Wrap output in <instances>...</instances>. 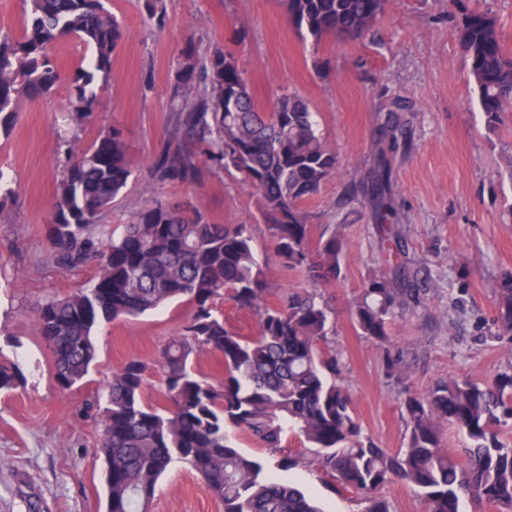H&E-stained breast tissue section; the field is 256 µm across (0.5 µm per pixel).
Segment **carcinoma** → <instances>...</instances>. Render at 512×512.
<instances>
[{"instance_id": "carcinoma-1", "label": "carcinoma", "mask_w": 512, "mask_h": 512, "mask_svg": "<svg viewBox=\"0 0 512 512\" xmlns=\"http://www.w3.org/2000/svg\"><path fill=\"white\" fill-rule=\"evenodd\" d=\"M28 18L18 36L0 34V137L8 138L17 105L46 98L62 73L50 47L69 37L90 51L86 65L67 78L69 112L91 120L97 79L112 74V55L123 38L121 21L105 0H25ZM302 40L313 47L327 37L358 40L374 27L388 0H283ZM148 19L161 22L167 0H145ZM458 39L468 75L488 127L512 109V55L494 16L463 14ZM179 88L171 99L174 130L153 164L161 181H185L196 171L184 137L206 146L210 161L236 172L258 196L274 253L286 273L317 284L340 277L345 246L342 225L310 246L312 225L300 204L335 173V148L318 130L315 113L296 94L258 106L229 54L197 59L180 51ZM71 165L49 213L53 262L72 270L97 262L91 284L67 297L46 298L37 329L48 346L59 389L82 383L98 358L104 323L186 300L193 306L183 333L153 361L164 386L165 406L145 399L146 366L137 360L112 372L105 386L101 444L106 464L107 512H149L159 478L180 463L200 478L224 512H322L295 483L269 472V463L243 451L237 434L263 440L276 453L288 434L315 449V462L346 489L363 496L365 512H391L382 490L396 480L410 484L427 512H461L463 498L512 512V447L494 428L512 419V374L489 382L450 377L418 392L404 389L407 446L396 452L363 435L339 378L336 358L321 348L333 331L332 311L314 289L287 291L268 300L264 265L248 224H213L198 212L152 199L115 234L105 222L132 175L116 127L84 147L64 144ZM376 220L393 217L381 179L371 188ZM251 312L257 331L243 336L226 324L216 302L226 292ZM502 328L512 332V274L498 290ZM419 300L400 271L368 280L354 301L352 319L361 335L383 344L396 309ZM222 357L218 384L198 378L192 357ZM20 384V373L0 365V391ZM454 426L469 440L461 466L443 443Z\"/></svg>"}]
</instances>
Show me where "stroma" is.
<instances>
[{
    "mask_svg": "<svg viewBox=\"0 0 512 512\" xmlns=\"http://www.w3.org/2000/svg\"><path fill=\"white\" fill-rule=\"evenodd\" d=\"M108 6L124 38L92 120L75 127L63 83L45 99L22 100L10 137L0 139V175L15 190L0 207V362L23 376L21 386L0 393V512H105L102 412L88 403L113 369L130 360L152 364L192 312L182 301L103 325L90 373L80 386L59 390L37 309L46 297L88 286L96 272L91 264L63 270L51 260L49 212L70 164L62 140L86 146L104 129L122 132L132 177L106 217L113 227L130 222L150 198L179 200L209 222L250 225L272 295L310 285L280 269L257 199L237 174L212 167L199 150L195 179L155 178L153 163L172 129L178 54L188 42L202 58L231 54L260 107L283 93L302 95L336 150L335 175L301 209L314 232L344 227L340 278L317 290L333 309L323 348L338 360L365 435L392 452L405 446L404 388L512 373V335L500 329L496 300L503 274L512 272V184L498 174L512 149V112L488 129L456 34L463 13L485 9L512 52V0H389L366 38L328 37L316 48L303 43L281 0H174L160 28L148 20L144 0ZM391 113L405 133L397 148L380 134ZM384 170L398 254L375 222L368 192ZM398 265L419 283L420 297L397 313L380 346L355 328L351 305L366 281ZM282 450L297 461L290 478L324 512H363V500L317 468L298 437L288 436ZM150 510L223 507L176 464L158 482Z\"/></svg>",
    "mask_w": 512,
    "mask_h": 512,
    "instance_id": "1",
    "label": "stroma"
}]
</instances>
